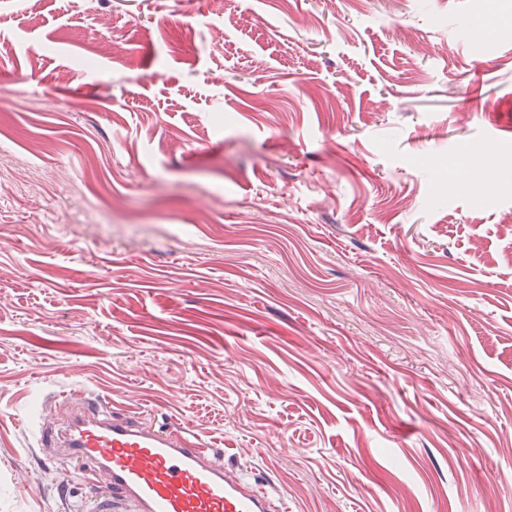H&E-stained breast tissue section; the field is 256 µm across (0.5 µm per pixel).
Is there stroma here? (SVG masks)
<instances>
[{"instance_id": "obj_1", "label": "stroma", "mask_w": 512, "mask_h": 512, "mask_svg": "<svg viewBox=\"0 0 512 512\" xmlns=\"http://www.w3.org/2000/svg\"><path fill=\"white\" fill-rule=\"evenodd\" d=\"M224 2L0 0V512L108 492L73 387L287 512H512V0Z\"/></svg>"}]
</instances>
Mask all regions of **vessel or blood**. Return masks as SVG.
<instances>
[{
    "label": "vessel or blood",
    "mask_w": 512,
    "mask_h": 512,
    "mask_svg": "<svg viewBox=\"0 0 512 512\" xmlns=\"http://www.w3.org/2000/svg\"><path fill=\"white\" fill-rule=\"evenodd\" d=\"M76 398L80 410L40 444L106 477L112 493L89 512H275L273 486L229 473L202 435L154 427L82 391Z\"/></svg>",
    "instance_id": "1"
}]
</instances>
